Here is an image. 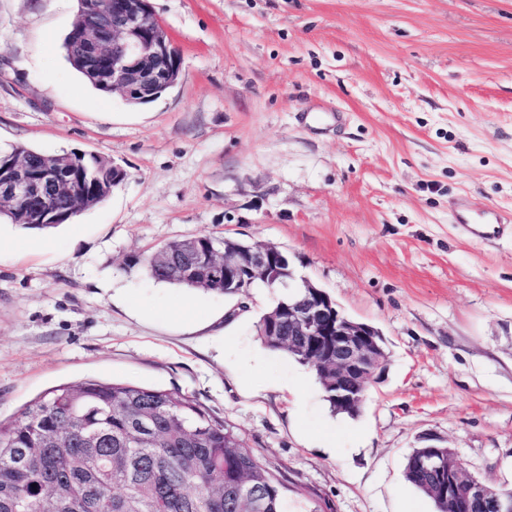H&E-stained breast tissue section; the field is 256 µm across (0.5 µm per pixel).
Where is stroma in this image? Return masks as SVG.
Listing matches in <instances>:
<instances>
[{
  "label": "stroma",
  "mask_w": 512,
  "mask_h": 512,
  "mask_svg": "<svg viewBox=\"0 0 512 512\" xmlns=\"http://www.w3.org/2000/svg\"><path fill=\"white\" fill-rule=\"evenodd\" d=\"M181 59L132 106L64 41L77 0H0V148L80 152L126 179L0 248V420L52 387L195 397L276 479L283 512H435L404 477L434 438L512 489V0H150ZM344 113L336 125V113ZM271 243L389 352L357 418L256 335L275 289L162 284L128 259L200 234ZM201 325L178 319L184 306ZM85 160L88 161L90 164L95 163L98 171L96 172V195H94L93 200L94 203L87 208L79 211V212H73L71 215H69L65 222L72 221L73 218H75L78 214L82 213L83 211L92 208L96 206L97 204L103 202L107 197H109V192H112V170L120 171L121 173L124 172V170L112 163V167L109 162L100 159L97 156L86 158ZM455 219L457 224L467 228L469 234L477 237H495L503 234L509 227L512 233V213L494 206L473 211L466 200H460L456 205Z\"/></svg>",
  "instance_id": "obj_1"
}]
</instances>
